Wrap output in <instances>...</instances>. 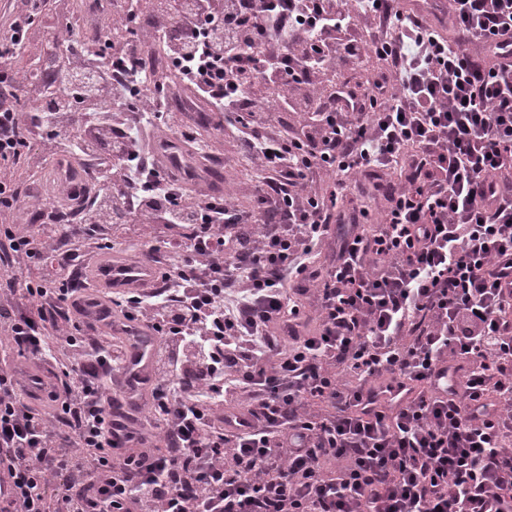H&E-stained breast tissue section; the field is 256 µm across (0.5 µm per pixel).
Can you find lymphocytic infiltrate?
<instances>
[{
    "mask_svg": "<svg viewBox=\"0 0 512 512\" xmlns=\"http://www.w3.org/2000/svg\"><path fill=\"white\" fill-rule=\"evenodd\" d=\"M122 6V36H103L108 71L83 75L90 110L47 100L14 66L43 0H10L0 30V266L36 259L56 272L7 280L0 334L36 361L47 336L66 344L54 416L25 400L24 372L0 371L12 478L0 512H512V57L488 60L512 41V0H448L444 33L400 0ZM154 37L213 128L236 130L258 171L251 210L216 187L188 193L154 162L162 141L194 138L165 73L143 62ZM370 55L385 70L366 92L331 83L338 64ZM283 112L304 114L302 136L276 131ZM61 152L99 171L89 222L65 223L7 175ZM394 167L404 181L379 182ZM358 174L390 202L370 236L365 211L306 189L325 175L345 190ZM26 211L52 228L18 223ZM110 224L132 225L160 273L159 287L113 301L159 338L147 400L112 390L127 351L77 307L79 245ZM331 235L336 260L316 269ZM310 282L311 336L298 302ZM19 290L37 316L14 305ZM317 401L331 412L312 411ZM144 405L167 451L131 450Z\"/></svg>",
    "mask_w": 512,
    "mask_h": 512,
    "instance_id": "lymphocytic-infiltrate-1",
    "label": "lymphocytic infiltrate"
}]
</instances>
